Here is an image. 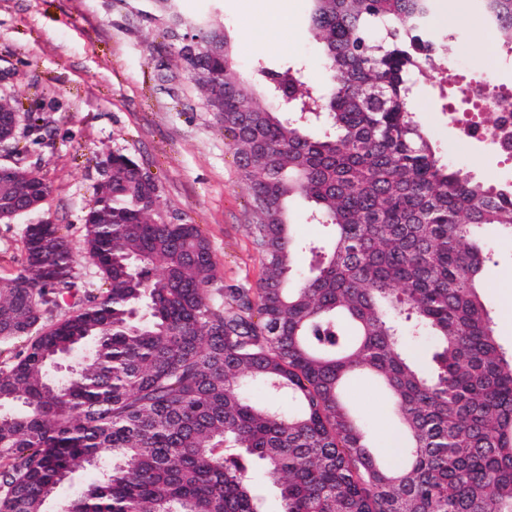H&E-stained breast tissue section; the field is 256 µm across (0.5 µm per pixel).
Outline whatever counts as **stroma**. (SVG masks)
I'll return each mask as SVG.
<instances>
[{"mask_svg":"<svg viewBox=\"0 0 512 512\" xmlns=\"http://www.w3.org/2000/svg\"><path fill=\"white\" fill-rule=\"evenodd\" d=\"M478 3L434 0L430 27L450 36L452 50L440 61V76L418 80L412 106L445 162L499 187L512 185V161L459 133L473 123L490 127L494 119L493 107L465 101L472 81L512 90V53L496 46ZM173 7L184 18L223 24L245 73L296 63L305 82L323 85L320 48L307 25L309 0H173ZM279 8L288 15L284 29L268 23ZM175 42L156 0H0V97L15 99L42 127L37 144L19 127L12 148L53 186L44 211L0 222V276L20 267L26 226L48 219L68 234L80 278L95 280L83 250V216L102 161L122 153L156 180L163 222L200 225L218 287L257 288L264 264L249 230V189L204 93L172 55ZM489 244L497 265L484 300L500 345L511 353L512 320L503 318L501 303L512 293V238ZM347 397L378 451L393 454L401 438L383 396L356 379Z\"/></svg>","mask_w":512,"mask_h":512,"instance_id":"obj_1","label":"stroma"}]
</instances>
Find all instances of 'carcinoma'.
I'll list each match as a JSON object with an SVG mask.
<instances>
[{
  "mask_svg": "<svg viewBox=\"0 0 512 512\" xmlns=\"http://www.w3.org/2000/svg\"><path fill=\"white\" fill-rule=\"evenodd\" d=\"M172 47L250 184L265 272L254 292L214 287L197 224H165L155 179L110 154L112 176L84 214L95 282L74 271L64 227L29 224L24 262L0 277V342L31 337L0 370V512H47L72 474L97 479L75 512H262L274 478L282 512H512V359L481 289L496 265L482 238L512 237V189L440 162L409 109L418 77L448 52L432 0H310L309 29L339 82L258 69L266 94L322 122L249 105L223 26L187 20ZM512 53V0H484ZM22 122L0 112V140ZM0 179V221L41 210L52 185L22 164ZM332 227L327 251L293 235L289 204ZM321 255L297 273L301 250ZM67 298L79 308L53 314ZM374 377L391 401L400 461L376 456L344 400ZM268 400L255 403L248 389ZM297 411L284 414L277 401Z\"/></svg>",
  "mask_w": 512,
  "mask_h": 512,
  "instance_id": "carcinoma-1",
  "label": "carcinoma"
}]
</instances>
